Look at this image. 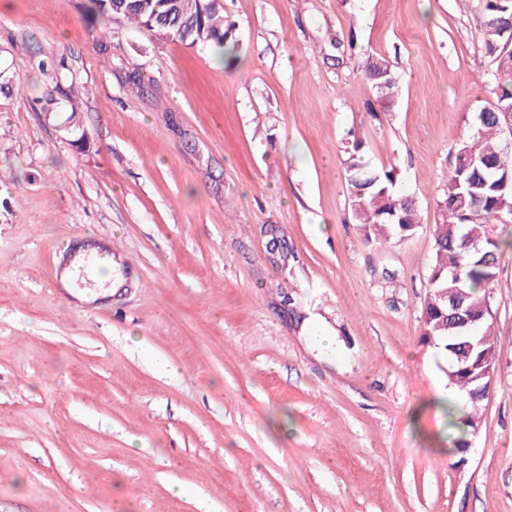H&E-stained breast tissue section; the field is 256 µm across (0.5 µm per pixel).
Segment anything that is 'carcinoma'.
<instances>
[{"instance_id":"1","label":"carcinoma","mask_w":512,"mask_h":512,"mask_svg":"<svg viewBox=\"0 0 512 512\" xmlns=\"http://www.w3.org/2000/svg\"><path fill=\"white\" fill-rule=\"evenodd\" d=\"M87 23L115 15L143 29L171 34L191 46L211 47L224 55L234 50L224 33V11L209 0H91ZM481 18L485 54L498 77L496 100L479 113L472 131L453 146L455 162L448 173L444 197L438 203L434 256L429 274V295L422 313L423 339L446 353L448 385L463 407L448 411V426L457 431L455 450L481 423L479 406L470 392L487 381L481 372L495 365L498 345L487 306V290L496 280L504 240L495 230L498 215L512 209V151L506 150L504 130L512 117V0H486ZM364 79L376 100L389 104L398 92L391 63L377 57L367 63ZM362 142L347 148L345 176L357 223L366 229L368 243H388L411 237L420 223L412 197L404 194L395 175L371 168L360 155ZM460 280L467 293L466 305L481 315L478 326L485 340L482 350L458 358L463 339L448 326V305Z\"/></svg>"}]
</instances>
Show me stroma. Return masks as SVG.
<instances>
[{
  "label": "stroma",
  "mask_w": 512,
  "mask_h": 512,
  "mask_svg": "<svg viewBox=\"0 0 512 512\" xmlns=\"http://www.w3.org/2000/svg\"><path fill=\"white\" fill-rule=\"evenodd\" d=\"M88 3L0 0V512H512V248L465 456L421 341L452 147L495 100L484 0H223L230 59ZM62 90L78 111H41ZM356 136L417 199L411 238L365 242ZM82 238L129 259L97 306L55 278ZM364 79L372 96L377 101L390 104L398 92V82L391 63L384 57H377L367 63Z\"/></svg>",
  "instance_id": "1"
}]
</instances>
